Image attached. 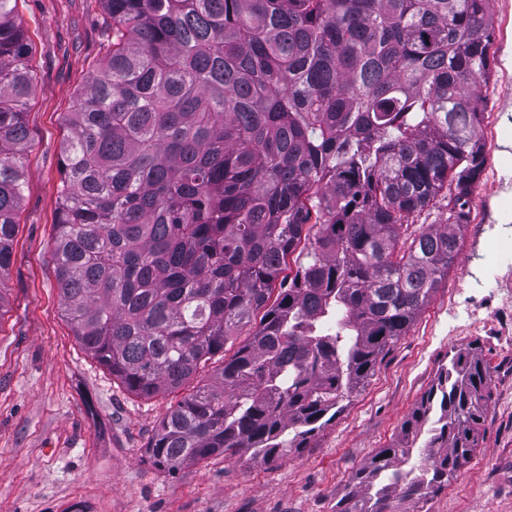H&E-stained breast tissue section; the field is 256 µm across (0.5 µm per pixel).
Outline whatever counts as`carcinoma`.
Listing matches in <instances>:
<instances>
[{
    "label": "carcinoma",
    "mask_w": 512,
    "mask_h": 512,
    "mask_svg": "<svg viewBox=\"0 0 512 512\" xmlns=\"http://www.w3.org/2000/svg\"><path fill=\"white\" fill-rule=\"evenodd\" d=\"M494 3L105 0L110 47L60 145L64 317L152 397L260 316L159 421L154 466L312 447L430 302L484 171ZM16 6L0 0V285L33 93ZM441 197L445 223L402 237ZM492 385L482 349L458 350L336 512H426L479 447Z\"/></svg>",
    "instance_id": "1"
}]
</instances>
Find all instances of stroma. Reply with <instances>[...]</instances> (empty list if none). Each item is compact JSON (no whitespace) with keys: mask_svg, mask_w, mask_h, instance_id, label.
I'll return each mask as SVG.
<instances>
[{"mask_svg":"<svg viewBox=\"0 0 512 512\" xmlns=\"http://www.w3.org/2000/svg\"><path fill=\"white\" fill-rule=\"evenodd\" d=\"M103 0H18L32 47L27 182L0 308V512H336L356 472L397 434L438 369L478 344L493 372L479 447L428 512H512V300L471 297L469 260L489 235L501 151L512 138V73L496 58L481 134L486 164L448 278L315 447L273 465L213 457L168 474L146 448L181 392L129 393L78 345L51 259L65 114L104 52Z\"/></svg>","mask_w":512,"mask_h":512,"instance_id":"1","label":"stroma"}]
</instances>
